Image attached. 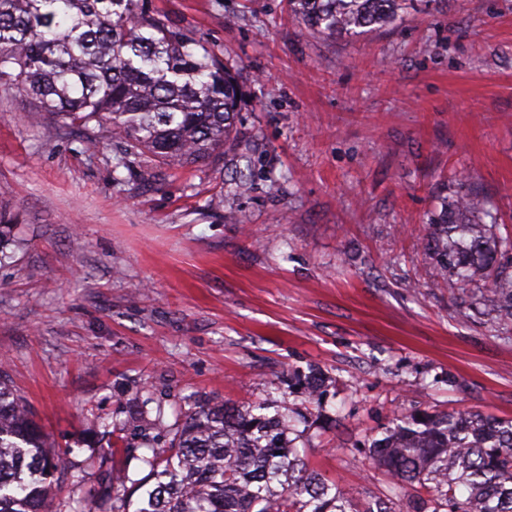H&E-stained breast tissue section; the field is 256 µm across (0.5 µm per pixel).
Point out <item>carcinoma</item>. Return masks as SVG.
<instances>
[{
	"label": "carcinoma",
	"mask_w": 512,
	"mask_h": 512,
	"mask_svg": "<svg viewBox=\"0 0 512 512\" xmlns=\"http://www.w3.org/2000/svg\"><path fill=\"white\" fill-rule=\"evenodd\" d=\"M445 0H288L303 26L329 37H357L402 21L416 4ZM0 87L30 96L50 117L46 136L76 135L92 156L116 148L112 168L182 167L230 148L241 94L235 75L188 31L150 14L144 0H0ZM483 195L455 190L427 220L423 252L436 276L466 286L512 320V271L498 257L512 238H496ZM13 217L0 209V252ZM320 404L325 378L288 371ZM319 413L296 421L271 401L203 403L175 428H152L169 444L136 457L134 478L112 465L100 497L112 512H402L400 490L418 483V512H512V421L448 412L398 419L364 451L397 479L358 505L311 468L296 446ZM66 478L31 411L0 369V512H60L52 490Z\"/></svg>",
	"instance_id": "carcinoma-1"
}]
</instances>
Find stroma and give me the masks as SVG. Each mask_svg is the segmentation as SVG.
<instances>
[{
  "label": "stroma",
  "instance_id": "stroma-1",
  "mask_svg": "<svg viewBox=\"0 0 512 512\" xmlns=\"http://www.w3.org/2000/svg\"><path fill=\"white\" fill-rule=\"evenodd\" d=\"M242 89L238 148L115 180L0 90V367L74 475L57 499L111 512V449L138 457L205 401L303 408L281 373L320 370L323 423L297 446L360 500L392 478L359 448L417 410L512 419V322L434 280L444 188L484 195L512 237V0H446L358 37L306 30L288 0H147ZM252 162L237 191L238 154Z\"/></svg>",
  "mask_w": 512,
  "mask_h": 512
}]
</instances>
